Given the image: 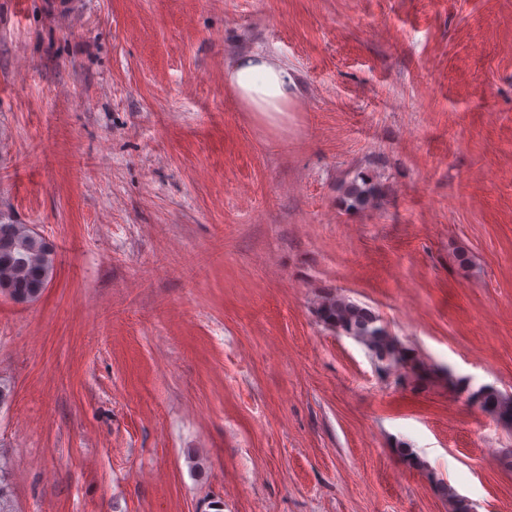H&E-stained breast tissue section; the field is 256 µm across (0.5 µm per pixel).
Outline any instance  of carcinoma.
<instances>
[{"instance_id": "cac0c4a2", "label": "carcinoma", "mask_w": 512, "mask_h": 512, "mask_svg": "<svg viewBox=\"0 0 512 512\" xmlns=\"http://www.w3.org/2000/svg\"><path fill=\"white\" fill-rule=\"evenodd\" d=\"M375 187L366 178L353 181L345 188L348 206L363 208L374 197ZM54 273V249L45 243L27 224H0V294L13 300L29 302L37 299ZM319 319L362 344L374 363L384 372H400L412 388L428 376L423 361L415 356L385 327L370 309L349 299L330 295L321 299L316 308ZM468 404H477L482 411L507 429H512V395L493 386L476 390L464 385ZM438 494L448 499L451 512H470L465 499L443 482L436 483Z\"/></svg>"}]
</instances>
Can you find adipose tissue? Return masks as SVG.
I'll list each match as a JSON object with an SVG mask.
<instances>
[{
	"label": "adipose tissue",
	"mask_w": 512,
	"mask_h": 512,
	"mask_svg": "<svg viewBox=\"0 0 512 512\" xmlns=\"http://www.w3.org/2000/svg\"><path fill=\"white\" fill-rule=\"evenodd\" d=\"M224 83L247 110L275 125L298 98V85L288 67L276 56L251 52L224 69Z\"/></svg>",
	"instance_id": "obj_1"
}]
</instances>
